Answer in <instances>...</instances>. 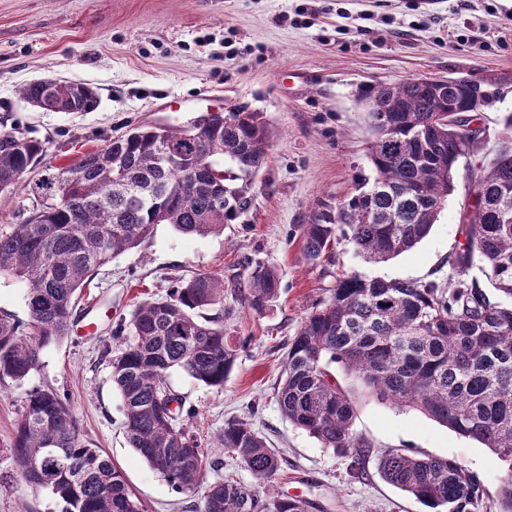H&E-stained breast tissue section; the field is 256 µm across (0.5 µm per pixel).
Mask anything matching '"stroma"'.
Returning <instances> with one entry per match:
<instances>
[{
	"label": "stroma",
	"instance_id": "35a3bbf8",
	"mask_svg": "<svg viewBox=\"0 0 512 512\" xmlns=\"http://www.w3.org/2000/svg\"><path fill=\"white\" fill-rule=\"evenodd\" d=\"M459 75L489 94L470 159L476 165L493 157L501 119L512 113V0H0V133L42 141V168L73 164L135 126L181 127L213 110L262 113L270 131L246 213L207 236L157 225L150 239L99 268L85 290L73 319L92 320L91 334L43 348L24 385L0 381V512H58L10 452L25 393L36 387L66 399L82 438L122 470L144 512H197L199 496L176 493L129 447L107 349L112 328L136 303L166 297L175 281L199 274L223 277L224 327L247 341L223 391L178 370L167 376L195 410L192 432L213 448L218 466L207 481L230 475L253 484L212 445L239 418L283 458L274 491L306 500L308 512H428L379 474L377 459L388 448L455 459L484 485L487 512H497L496 455L421 412L358 397L354 429L370 446L358 480L348 474V457L290 424L273 397L284 343L337 275L446 282L448 260L464 242L466 168L429 235L387 262H365L342 240L310 263L300 227L336 211L371 174V135L357 102L363 85ZM44 77L89 85L95 108L68 114L31 106L20 91ZM258 261L280 278L277 300L260 312L243 300Z\"/></svg>",
	"mask_w": 512,
	"mask_h": 512
}]
</instances>
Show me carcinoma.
<instances>
[{
  "mask_svg": "<svg viewBox=\"0 0 512 512\" xmlns=\"http://www.w3.org/2000/svg\"><path fill=\"white\" fill-rule=\"evenodd\" d=\"M21 96L55 112H89L96 94L83 83L40 79ZM358 98L387 109L388 127L370 125L373 182L338 207L302 225L305 257L330 252L346 226L348 242L369 263L385 262L424 239L455 190V175L477 140L461 139L458 120L482 111L461 83L433 86L421 78L368 84ZM0 191L23 182L45 153L42 142L4 134ZM269 129L259 112L199 130L138 126L111 138L73 165L40 179L41 201L21 224L0 233V277L23 281L28 320L0 315V380L23 383L40 350L66 336L72 310L99 267L139 246L159 224L185 235L224 232L249 206L246 180L263 163ZM183 159L167 163L161 146ZM234 170L224 171V160ZM478 203L462 215L463 247L449 260L448 283L384 281L341 274L304 317L286 346L275 389L282 415L323 447L351 458L363 475L370 449L354 431L359 393L417 410L490 449L500 461L499 512H512V305L465 279L473 254L494 289L512 297V150L471 170ZM274 268L248 274V307L263 311L279 296ZM224 280H179L163 299L144 300L112 329V383L122 402L132 448L179 494L205 489L199 512H305L301 499L270 490L281 460L244 420L224 425L215 440L239 460L254 485L224 478L205 483L213 466L185 420L194 418L171 393L177 369L221 391L238 345L224 330ZM337 364L352 384L330 370ZM26 481L48 490L60 512H142L125 477L101 449L80 436L64 398L36 388L25 396L11 445ZM379 468L395 487L429 512H483L486 491L454 459L389 448Z\"/></svg>",
  "mask_w": 512,
  "mask_h": 512,
  "instance_id": "1",
  "label": "carcinoma"
}]
</instances>
